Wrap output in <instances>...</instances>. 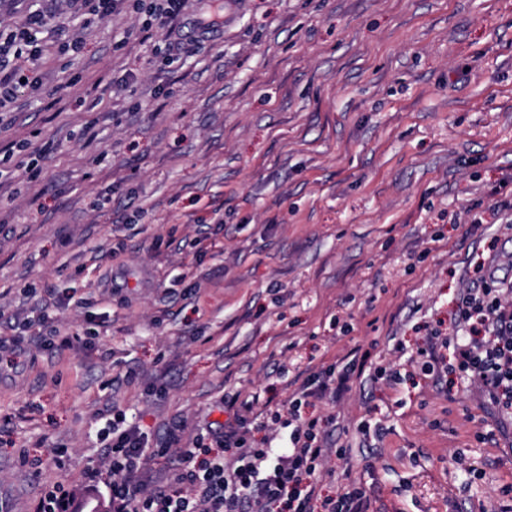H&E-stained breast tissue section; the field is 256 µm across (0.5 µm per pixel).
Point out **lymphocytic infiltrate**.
<instances>
[{
	"label": "lymphocytic infiltrate",
	"instance_id": "lymphocytic-infiltrate-1",
	"mask_svg": "<svg viewBox=\"0 0 512 512\" xmlns=\"http://www.w3.org/2000/svg\"><path fill=\"white\" fill-rule=\"evenodd\" d=\"M45 10L29 13L25 23L0 30V112L15 91L30 81L43 54L39 34L53 29L72 51L80 36L56 25V17L111 15L126 0H49ZM23 56L25 68L9 67L10 57ZM459 324L451 341L448 374L477 382L489 404L512 417V285L500 286L494 266L483 269L476 283L465 288L457 303ZM355 363L328 366L307 378L288 400L279 423L290 431L285 448H257L251 442V401L233 411L221 448H182L179 472L166 487L148 486L143 459L148 439L135 424L113 423L104 433V465L112 474V512H313L316 486L312 477L326 454L317 439L319 422L301 415L309 399L340 397L355 372Z\"/></svg>",
	"mask_w": 512,
	"mask_h": 512
}]
</instances>
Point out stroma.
<instances>
[{"label": "stroma", "instance_id": "obj_1", "mask_svg": "<svg viewBox=\"0 0 512 512\" xmlns=\"http://www.w3.org/2000/svg\"><path fill=\"white\" fill-rule=\"evenodd\" d=\"M223 2V36L179 52L133 6L96 20L0 117V148L28 144L0 179V342L21 348L0 362V499L35 512L61 482L109 512L94 470L118 414L159 481L177 459L158 448L216 447L234 399L287 445L266 401L360 357L338 401L301 409L330 450L322 496L351 479L369 512L512 505L482 390L416 360L477 269L501 257L512 282V0ZM53 328L88 344L41 346Z\"/></svg>", "mask_w": 512, "mask_h": 512}]
</instances>
